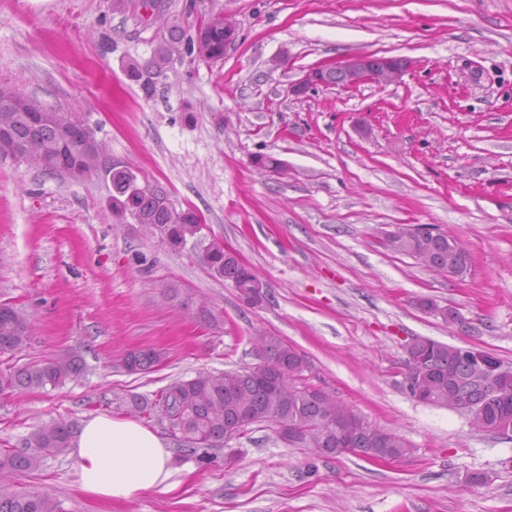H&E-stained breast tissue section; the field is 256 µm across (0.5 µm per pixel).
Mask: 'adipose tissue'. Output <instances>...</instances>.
Segmentation results:
<instances>
[{
  "label": "adipose tissue",
  "mask_w": 512,
  "mask_h": 512,
  "mask_svg": "<svg viewBox=\"0 0 512 512\" xmlns=\"http://www.w3.org/2000/svg\"><path fill=\"white\" fill-rule=\"evenodd\" d=\"M71 446L79 489L90 498L120 502L177 487L170 449L135 420L92 417L78 428Z\"/></svg>",
  "instance_id": "obj_1"
}]
</instances>
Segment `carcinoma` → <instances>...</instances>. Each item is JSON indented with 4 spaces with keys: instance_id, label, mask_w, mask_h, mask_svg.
<instances>
[{
    "instance_id": "carcinoma-1",
    "label": "carcinoma",
    "mask_w": 512,
    "mask_h": 512,
    "mask_svg": "<svg viewBox=\"0 0 512 512\" xmlns=\"http://www.w3.org/2000/svg\"><path fill=\"white\" fill-rule=\"evenodd\" d=\"M169 38L162 39L144 65L132 66V74L144 78L141 88L145 95L153 94L154 78L164 75L172 58V49L182 45L188 55L205 62L224 57V30L210 27L200 49L194 47V37L187 35L178 19L168 26ZM15 96H25L18 89L0 85V129H8V141L0 140V154L12 153L18 158L21 147L37 140L48 149L41 156L46 167L68 174L71 163L82 159L94 169L100 164L101 146L88 143L81 119L66 124L74 116L61 112L63 121L53 120L34 128L31 116L46 110L37 98L27 97L28 109L16 112L8 104ZM131 174L112 173V206L116 215L131 217L150 231L159 226L169 230V247L179 249L193 241L201 248L202 258L211 273L232 283L240 294L249 291L257 275L247 266L224 252V246L212 240L201 245L198 214L191 210L177 211L168 192L158 186L141 194H129ZM392 249L407 253L423 265L440 272H448V245L440 242L412 241L392 238ZM32 323L22 311L0 305V351H19L30 338ZM262 360L244 370L222 373L200 372L195 377L171 383L155 397L129 394L118 407L155 419L166 426L169 436L182 451L197 452L216 447L220 443L239 438L254 424H285L295 431L289 440L292 445L310 448L322 458L345 455L337 442L336 418L345 409L329 392L301 381L304 359L290 345L275 336L260 338ZM464 347L423 337L405 350L403 366L408 370L412 387L424 393L427 402L435 406L453 404L464 414L470 426L477 431H490L495 424L512 426V401L504 405L502 393H512V367L492 384L484 379L475 366L463 355ZM165 354L155 349H140L128 354L125 364L130 371L146 370L161 364ZM80 372L76 359L63 355L54 359L24 366L7 378L0 379V391L8 388L53 389L64 385ZM72 425L65 421H51L36 426L14 448L0 452V474L16 472L30 474L40 470L46 459L67 452L70 448ZM354 443L350 453L365 459L381 454L398 460L409 454V447L398 434L372 425L364 419L353 431ZM0 512H66L56 496L38 489L0 492Z\"/></svg>"
}]
</instances>
